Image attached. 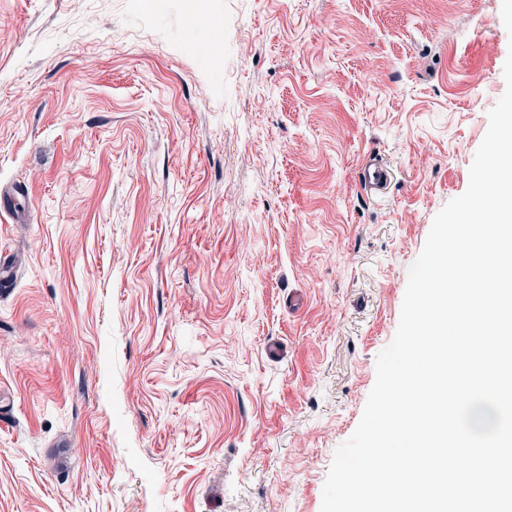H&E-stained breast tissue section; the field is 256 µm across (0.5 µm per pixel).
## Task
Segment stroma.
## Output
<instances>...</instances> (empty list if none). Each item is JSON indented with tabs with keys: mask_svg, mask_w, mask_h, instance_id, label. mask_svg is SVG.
<instances>
[{
	"mask_svg": "<svg viewBox=\"0 0 512 512\" xmlns=\"http://www.w3.org/2000/svg\"><path fill=\"white\" fill-rule=\"evenodd\" d=\"M501 4L0 0V512H321ZM359 178L365 189L376 192L385 189L389 173L379 162L370 160L362 167Z\"/></svg>",
	"mask_w": 512,
	"mask_h": 512,
	"instance_id": "stroma-1",
	"label": "stroma"
}]
</instances>
